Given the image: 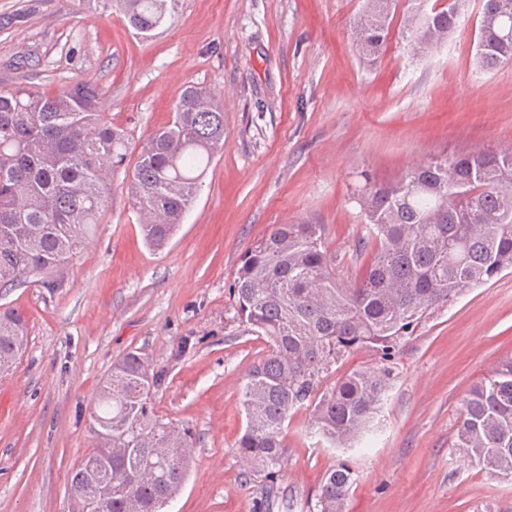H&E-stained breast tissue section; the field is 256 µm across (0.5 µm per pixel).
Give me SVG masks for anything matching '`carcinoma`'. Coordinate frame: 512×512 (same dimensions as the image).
I'll return each instance as SVG.
<instances>
[{"mask_svg": "<svg viewBox=\"0 0 512 512\" xmlns=\"http://www.w3.org/2000/svg\"><path fill=\"white\" fill-rule=\"evenodd\" d=\"M121 5L145 35L172 18L176 0H97ZM398 0H364L356 21L359 49L379 51ZM405 30L425 56L447 42L471 0L441 5L408 0ZM476 64L493 72L512 61V0H482L476 12ZM99 90L69 85L55 95L25 87L0 90V284L61 273L85 247L114 194L111 173L129 152L126 131L112 126ZM224 150V106L189 87L172 123L142 147L128 196L145 217L146 243L161 249L183 223L199 181ZM353 197L363 239L375 245L363 277L344 281L321 224H275L247 250L234 272L238 315L267 352L249 368L239 402L245 416L236 443L245 477L262 478L258 512L290 509L277 480L292 416L309 412L310 433L328 448L348 447L383 404L400 341L436 310L512 271V148L439 156L378 183L365 171ZM27 337L18 313L0 314V361L14 362ZM369 347L380 365L352 370L325 388L323 379L350 352ZM167 372L137 351L112 365L92 408V455L112 430V496L100 512H159L184 485L192 433L154 403ZM452 448L486 473L512 482V357L471 389ZM353 472L324 476L308 512H346ZM69 492L95 495L84 468Z\"/></svg>", "mask_w": 512, "mask_h": 512, "instance_id": "carcinoma-1", "label": "carcinoma"}]
</instances>
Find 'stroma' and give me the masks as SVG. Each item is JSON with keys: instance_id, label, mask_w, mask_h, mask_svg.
Returning <instances> with one entry per match:
<instances>
[{"instance_id": "1", "label": "stroma", "mask_w": 512, "mask_h": 512, "mask_svg": "<svg viewBox=\"0 0 512 512\" xmlns=\"http://www.w3.org/2000/svg\"><path fill=\"white\" fill-rule=\"evenodd\" d=\"M363 0H178L144 37L119 10L87 0H0V88L52 95L86 83L125 129L116 194L58 285L33 277L0 290V312L27 320L29 342L0 373V512H68V479L93 446L89 408L129 351L165 367L156 406L193 433L194 457L166 512H256L235 444L238 399L266 343L231 295L241 256L274 224L325 227L340 276L374 248L351 197L358 174L387 182L448 154L512 146V64L475 65L471 23L415 55L401 23L367 58L354 22ZM190 86L224 104V150L178 232L150 250L127 195L140 147L173 118ZM512 357V274L436 311L401 341L373 434L321 448L294 414L278 479L305 504L343 463L356 478L348 512H512V483L454 454L471 387Z\"/></svg>"}]
</instances>
